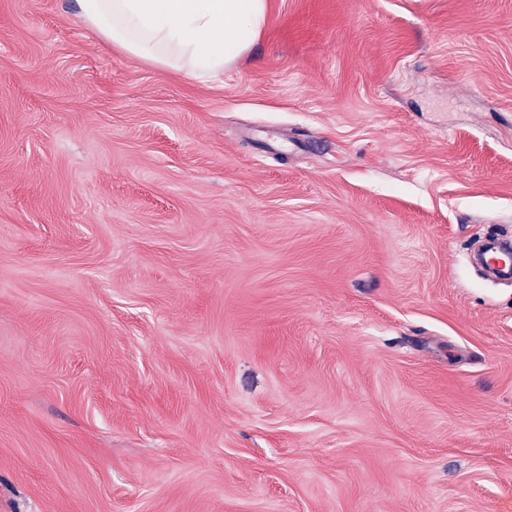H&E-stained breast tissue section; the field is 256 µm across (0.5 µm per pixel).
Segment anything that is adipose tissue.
Returning a JSON list of instances; mask_svg holds the SVG:
<instances>
[{
    "mask_svg": "<svg viewBox=\"0 0 512 512\" xmlns=\"http://www.w3.org/2000/svg\"><path fill=\"white\" fill-rule=\"evenodd\" d=\"M87 26L128 54L210 80L248 49L266 0H79Z\"/></svg>",
    "mask_w": 512,
    "mask_h": 512,
    "instance_id": "obj_1",
    "label": "adipose tissue"
}]
</instances>
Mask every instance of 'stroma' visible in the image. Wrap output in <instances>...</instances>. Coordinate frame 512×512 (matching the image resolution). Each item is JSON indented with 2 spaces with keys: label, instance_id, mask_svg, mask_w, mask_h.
<instances>
[{
  "label": "stroma",
  "instance_id": "1",
  "mask_svg": "<svg viewBox=\"0 0 512 512\" xmlns=\"http://www.w3.org/2000/svg\"><path fill=\"white\" fill-rule=\"evenodd\" d=\"M512 0H267L201 81L0 0V512H512Z\"/></svg>",
  "mask_w": 512,
  "mask_h": 512
}]
</instances>
